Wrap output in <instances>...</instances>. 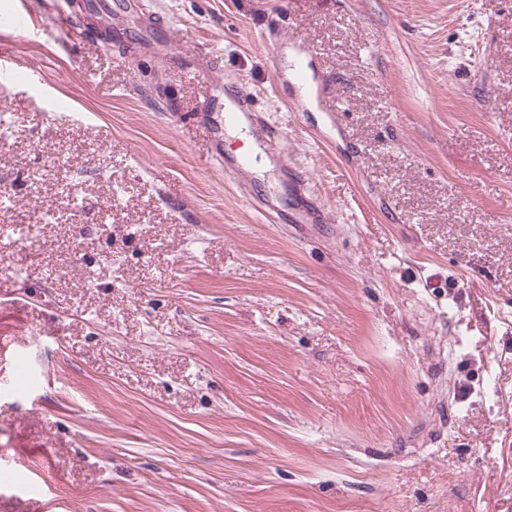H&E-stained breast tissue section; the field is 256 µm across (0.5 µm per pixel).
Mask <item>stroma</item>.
Listing matches in <instances>:
<instances>
[{"label": "stroma", "instance_id": "stroma-1", "mask_svg": "<svg viewBox=\"0 0 512 512\" xmlns=\"http://www.w3.org/2000/svg\"><path fill=\"white\" fill-rule=\"evenodd\" d=\"M0 52V512H512V0H0ZM251 106L248 93H242L241 96L224 109V126H238L243 122L246 124L263 127L264 123L261 118L255 114Z\"/></svg>", "mask_w": 512, "mask_h": 512}]
</instances>
